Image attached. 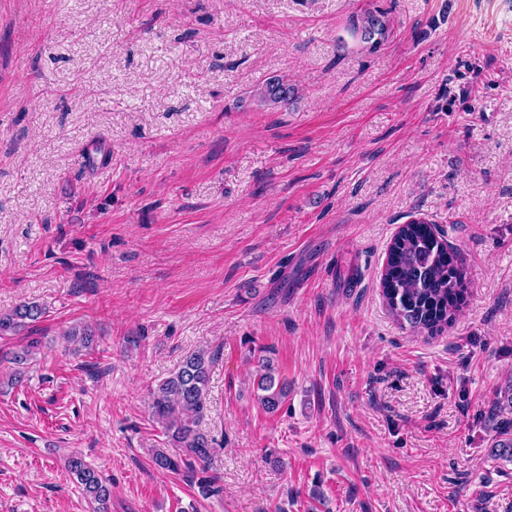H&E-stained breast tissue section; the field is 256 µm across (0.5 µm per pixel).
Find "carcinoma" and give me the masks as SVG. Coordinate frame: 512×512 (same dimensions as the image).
Wrapping results in <instances>:
<instances>
[{
    "label": "carcinoma",
    "instance_id": "cac0c4a2",
    "mask_svg": "<svg viewBox=\"0 0 512 512\" xmlns=\"http://www.w3.org/2000/svg\"><path fill=\"white\" fill-rule=\"evenodd\" d=\"M390 31L388 13L367 9L353 21L349 32L359 42L375 49ZM297 92L288 80L272 76L251 91L250 101L258 107L282 108L296 100ZM380 287L388 311L403 328L432 338L444 332L461 311L467 290V270L463 259L448 244L437 225L426 218H413L394 235L380 277ZM43 314L40 305L23 302L0 316V335L16 332ZM215 355L195 351L186 355L178 371L152 393V416L162 425L167 443L177 449L172 454L155 448L152 461L161 470L182 472L187 481H197L204 496L216 492L208 477L196 478L197 467L211 457L213 439L199 429V420L210 382ZM254 379L260 406L278 412L288 397V383L276 375L273 360L261 355ZM68 471L76 478L84 496L96 505L95 512H109L111 491L98 473L80 456L67 460Z\"/></svg>",
    "mask_w": 512,
    "mask_h": 512
}]
</instances>
